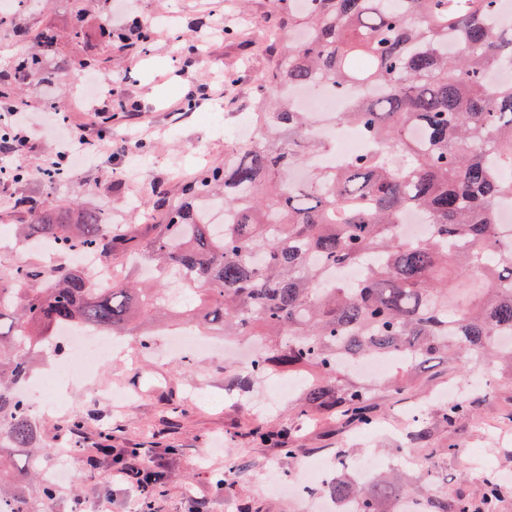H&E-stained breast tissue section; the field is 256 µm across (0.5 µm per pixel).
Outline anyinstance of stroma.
<instances>
[{
	"label": "stroma",
	"instance_id": "stroma-1",
	"mask_svg": "<svg viewBox=\"0 0 512 512\" xmlns=\"http://www.w3.org/2000/svg\"><path fill=\"white\" fill-rule=\"evenodd\" d=\"M164 14L174 15L176 26L160 32L146 50L122 51L100 38L103 31L131 29L136 19L149 25ZM79 17L84 36L75 39L69 30ZM18 25L30 32L26 43H17L13 35ZM47 30L56 36L54 50L44 57L42 69L22 82L21 97L35 109L65 105V121L88 126L92 151L85 166L49 181L38 169L45 154L61 146L51 135L35 133L23 160L29 178L0 181V232L10 235L32 221L26 212L10 209L13 198L29 196L46 210L62 213L65 223H77L82 213L94 211L139 239L150 237L154 227L143 207L149 187L162 185L176 197L200 168L223 165L237 123L253 112L258 93L283 60L280 18L272 0H27L0 25V79L11 73L21 51H38V37ZM98 54L109 58L104 78L121 81L140 106L99 127L80 94L82 63ZM200 83L223 91V98L184 111L186 93ZM216 104L222 107L218 125L208 119ZM127 139L134 146L125 152L121 146ZM239 372L235 360L220 354L168 357L147 345L141 357L113 360L87 383L65 388L67 414L83 423L78 434L58 431V413L41 409L40 397H32L51 448L44 471L70 463L72 485L85 512H140L139 491L110 479L115 460L92 455L99 434L108 432L112 447L155 449V461L165 473L156 512H185L187 496L203 491L210 495V512H299L290 497L270 490L268 477L274 469L284 475L299 470L307 460L333 467L369 457L385 469H404L411 497L453 492L461 482L456 458H440L426 478L401 455L422 428L426 447L456 443L473 449L469 484L496 474L505 488L499 512H512L511 370L496 365L471 369L469 394L476 415L453 428L444 427L437 413L462 378L448 362L425 369L401 393L376 394L374 422L368 427L343 423L335 414L301 415L293 401L277 399L264 384L241 392L235 381ZM259 428L287 431L297 458L262 442L255 435ZM228 455L239 466L234 483L213 491Z\"/></svg>",
	"mask_w": 512,
	"mask_h": 512
}]
</instances>
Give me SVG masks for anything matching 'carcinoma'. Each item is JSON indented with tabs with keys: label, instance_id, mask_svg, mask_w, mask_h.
I'll list each match as a JSON object with an SVG mask.
<instances>
[{
	"label": "carcinoma",
	"instance_id": "1",
	"mask_svg": "<svg viewBox=\"0 0 512 512\" xmlns=\"http://www.w3.org/2000/svg\"><path fill=\"white\" fill-rule=\"evenodd\" d=\"M298 2L275 0L288 35L285 67L254 113L257 139L232 141L224 166L184 185L177 205L160 186L147 193L160 227L138 251L161 276L181 278L186 303L169 306L159 280L142 288L120 278L97 289L87 272L60 261L49 271L0 273V512H32L35 501L45 512L54 497L43 483L34 500L26 486L47 445L21 386L36 348L71 323L102 336L135 333L145 345L141 327L162 306L204 336L254 342L241 387L271 373L296 376L301 413L334 409L363 426L373 421L376 386L343 380L363 359L403 360L386 386L394 393L437 359L512 368V345L501 343L512 337V224L496 215L498 201H512V82L489 83L491 71H512V24L496 23L506 0ZM134 31L136 41H117L143 48L154 35ZM40 62L36 53L18 57L0 97H12ZM305 88L347 97L336 122L362 129L367 151L314 164L326 145L289 97ZM299 169L304 178L292 179ZM205 202L220 204L224 223H209ZM12 208L37 218L19 225L23 241L53 239L105 262L129 241L93 213L56 224L33 199ZM407 210L429 218L427 236L399 234ZM354 266L365 269L358 284L331 279ZM438 413L452 426L473 414V402L463 395ZM3 448L28 449L25 472L5 475ZM400 489L396 472L368 489L339 474L325 487L354 512H384ZM501 494L489 475L473 492L425 499V512H497Z\"/></svg>",
	"mask_w": 512,
	"mask_h": 512
}]
</instances>
